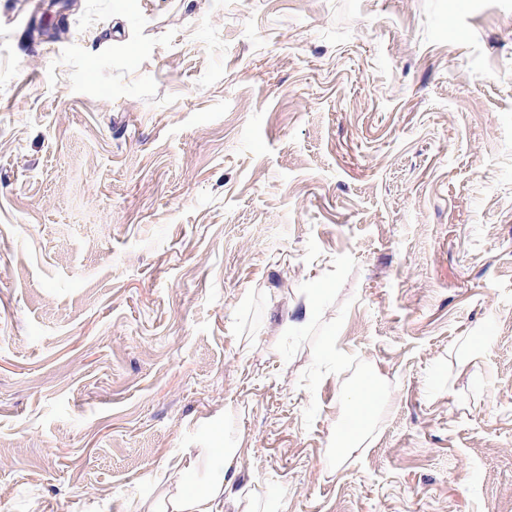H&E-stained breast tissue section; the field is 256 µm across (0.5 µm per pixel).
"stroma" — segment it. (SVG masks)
I'll return each instance as SVG.
<instances>
[{
    "label": "stroma",
    "mask_w": 512,
    "mask_h": 512,
    "mask_svg": "<svg viewBox=\"0 0 512 512\" xmlns=\"http://www.w3.org/2000/svg\"><path fill=\"white\" fill-rule=\"evenodd\" d=\"M192 448L224 512H512V0H0V512ZM379 394V386L376 378L367 376L357 388V398L351 406L353 414L359 420L360 426L367 423L375 407Z\"/></svg>",
    "instance_id": "stroma-1"
}]
</instances>
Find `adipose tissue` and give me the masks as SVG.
Here are the masks:
<instances>
[{
    "instance_id": "obj_1",
    "label": "adipose tissue",
    "mask_w": 512,
    "mask_h": 512,
    "mask_svg": "<svg viewBox=\"0 0 512 512\" xmlns=\"http://www.w3.org/2000/svg\"><path fill=\"white\" fill-rule=\"evenodd\" d=\"M203 456L208 459L204 482L194 487L180 482V475L195 469ZM203 456L189 453L182 457L173 467L175 482L149 503L145 512H224L225 496L232 493L239 473L238 455L232 448H208Z\"/></svg>"
}]
</instances>
